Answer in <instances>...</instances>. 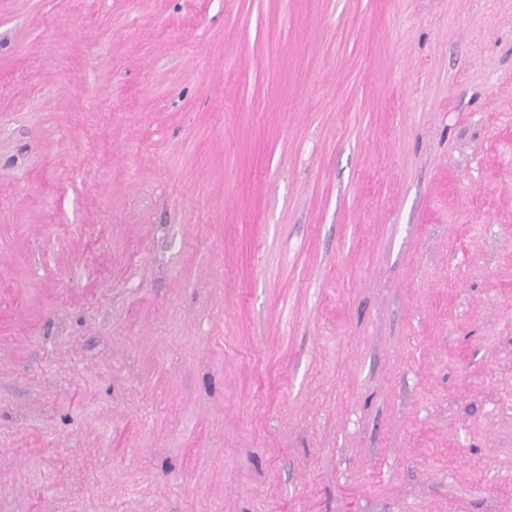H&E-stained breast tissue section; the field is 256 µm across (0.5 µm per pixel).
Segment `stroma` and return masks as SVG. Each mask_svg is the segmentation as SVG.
I'll use <instances>...</instances> for the list:
<instances>
[{
	"mask_svg": "<svg viewBox=\"0 0 512 512\" xmlns=\"http://www.w3.org/2000/svg\"><path fill=\"white\" fill-rule=\"evenodd\" d=\"M512 512V0H0V512Z\"/></svg>",
	"mask_w": 512,
	"mask_h": 512,
	"instance_id": "obj_1",
	"label": "stroma"
}]
</instances>
